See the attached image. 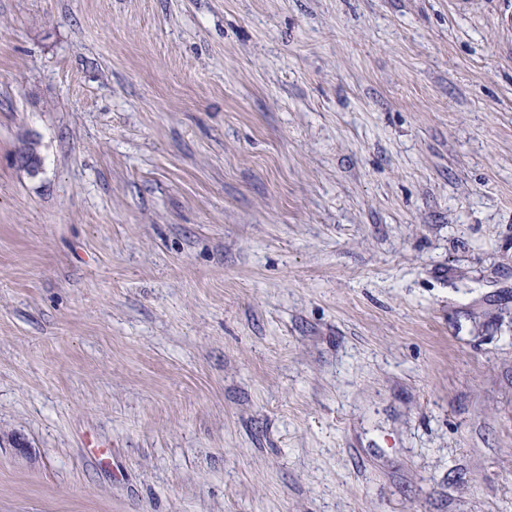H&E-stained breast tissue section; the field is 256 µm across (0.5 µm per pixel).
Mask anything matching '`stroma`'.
I'll return each mask as SVG.
<instances>
[{
	"label": "stroma",
	"mask_w": 512,
	"mask_h": 512,
	"mask_svg": "<svg viewBox=\"0 0 512 512\" xmlns=\"http://www.w3.org/2000/svg\"><path fill=\"white\" fill-rule=\"evenodd\" d=\"M0 512H512V0H0Z\"/></svg>",
	"instance_id": "1"
}]
</instances>
